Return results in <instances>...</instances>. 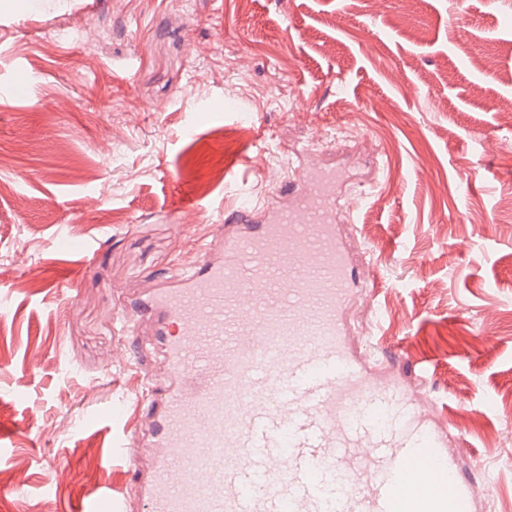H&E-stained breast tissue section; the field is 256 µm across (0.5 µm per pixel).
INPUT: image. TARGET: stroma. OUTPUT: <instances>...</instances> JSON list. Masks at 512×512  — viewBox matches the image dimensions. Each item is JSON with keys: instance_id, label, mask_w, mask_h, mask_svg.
Listing matches in <instances>:
<instances>
[{"instance_id": "35a3bbf8", "label": "stroma", "mask_w": 512, "mask_h": 512, "mask_svg": "<svg viewBox=\"0 0 512 512\" xmlns=\"http://www.w3.org/2000/svg\"><path fill=\"white\" fill-rule=\"evenodd\" d=\"M508 71L512 0H0V82L29 88L0 97V512L130 488L108 417L138 423L157 391L126 291L195 260L236 180L263 202L303 152L364 195L350 350L432 401L472 512H512Z\"/></svg>"}]
</instances>
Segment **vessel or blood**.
Wrapping results in <instances>:
<instances>
[{
    "instance_id": "vessel-or-blood-1",
    "label": "vessel or blood",
    "mask_w": 512,
    "mask_h": 512,
    "mask_svg": "<svg viewBox=\"0 0 512 512\" xmlns=\"http://www.w3.org/2000/svg\"><path fill=\"white\" fill-rule=\"evenodd\" d=\"M285 205L225 208L191 266L148 282L124 310L161 394L149 447L111 451L136 481L80 512H469L443 436L405 389L348 352L352 271L336 176L298 161Z\"/></svg>"
}]
</instances>
